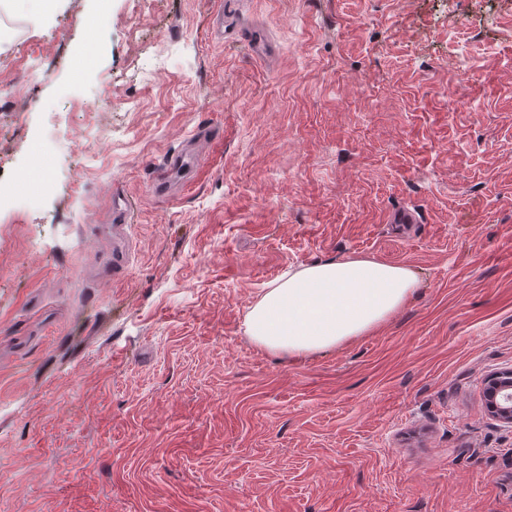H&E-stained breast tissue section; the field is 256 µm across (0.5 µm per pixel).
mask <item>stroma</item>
<instances>
[{"instance_id": "obj_1", "label": "stroma", "mask_w": 512, "mask_h": 512, "mask_svg": "<svg viewBox=\"0 0 512 512\" xmlns=\"http://www.w3.org/2000/svg\"><path fill=\"white\" fill-rule=\"evenodd\" d=\"M40 158L0 212V512H512V0H27L0 179ZM349 257L419 286L324 353L249 339ZM486 400L493 416L512 424V369L492 376L486 391Z\"/></svg>"}]
</instances>
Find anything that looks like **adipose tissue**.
I'll use <instances>...</instances> for the list:
<instances>
[{"instance_id": "1", "label": "adipose tissue", "mask_w": 512, "mask_h": 512, "mask_svg": "<svg viewBox=\"0 0 512 512\" xmlns=\"http://www.w3.org/2000/svg\"><path fill=\"white\" fill-rule=\"evenodd\" d=\"M417 286L408 268L370 258L291 268L251 306L246 334L255 345L276 354L326 351L373 331Z\"/></svg>"}]
</instances>
